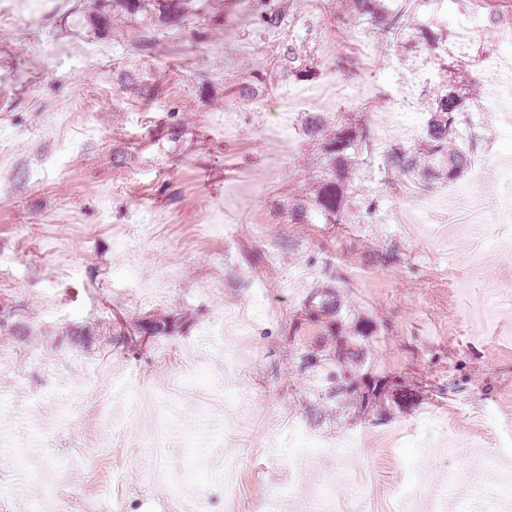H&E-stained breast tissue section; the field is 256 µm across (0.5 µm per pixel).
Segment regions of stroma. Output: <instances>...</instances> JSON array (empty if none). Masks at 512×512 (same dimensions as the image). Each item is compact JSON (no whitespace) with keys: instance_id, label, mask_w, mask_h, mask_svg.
<instances>
[{"instance_id":"stroma-1","label":"stroma","mask_w":512,"mask_h":512,"mask_svg":"<svg viewBox=\"0 0 512 512\" xmlns=\"http://www.w3.org/2000/svg\"><path fill=\"white\" fill-rule=\"evenodd\" d=\"M10 2L25 24L0 18V338L11 346L0 354V512H169L197 489L224 512L228 448L236 512H265L270 486L305 487L334 465L300 461L302 434L361 437L343 465L368 481L359 497L337 488L340 512H394L411 481L422 484L414 512H430L441 488L467 499L472 483L498 488L499 470L474 471L470 458L500 450L512 463V223L493 221L511 133L469 108L480 141L464 179L408 182L402 200L375 164L360 173L345 228L294 224L272 206L307 192L319 162L305 111L360 116L378 158L419 136L421 87L405 50L381 53L364 23H322L318 72L294 83L309 106L275 137L267 113L234 90L272 69L282 39L252 26L251 0H195L180 24L156 22L148 54L132 21L101 33L72 16L74 0ZM340 55L357 67L338 72ZM396 110L401 124L384 127ZM172 124L184 128L176 142ZM471 186L483 210L451 223L453 191ZM389 240L401 262L368 266ZM321 247L337 255L356 314L379 326L374 372L426 386L416 407L382 421L306 417L299 353L324 330L294 339L288 326L318 276L306 258ZM255 250L266 264H248ZM227 313L213 344L206 333ZM155 319L166 333L122 343L120 328ZM183 374L199 389L222 385L235 411L210 400L169 417L166 388ZM92 385L112 401L106 449ZM120 386L157 398L126 405L113 398ZM22 450L51 467L56 497L12 468ZM159 467L168 484L153 480Z\"/></svg>"}]
</instances>
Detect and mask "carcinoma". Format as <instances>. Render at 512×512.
I'll return each instance as SVG.
<instances>
[{"label":"carcinoma","instance_id":"cac0c4a2","mask_svg":"<svg viewBox=\"0 0 512 512\" xmlns=\"http://www.w3.org/2000/svg\"><path fill=\"white\" fill-rule=\"evenodd\" d=\"M398 0H347L346 18L363 20L378 34L381 48L388 50L404 45L418 48L411 59L419 67L425 55H432L440 70L439 78L423 75L422 105L424 108L421 142L394 148L384 158L383 168L390 178H409L426 185L448 184L461 176L470 166V156L458 143L459 126L466 118L464 103L478 100L476 85L470 78H448L456 73L454 63L448 61V46L436 32L447 24L420 22L403 15ZM190 11V0H112V16L98 14L96 25H110L111 18H159L171 25L182 21ZM286 12L272 0H259L252 9L255 27L261 31H278L285 25ZM315 23H306L304 39H284L277 51L273 74H260L254 80L239 86L238 93L252 96L272 83L274 78L310 80L315 77L311 56L306 50L307 36ZM303 134L317 145L321 167L314 170L306 197L290 204H280L279 210L288 211V220L294 224H342L350 194L355 189L358 173L372 158L370 127L352 117L336 113L328 117L308 112L302 118ZM401 260L399 247L383 246L372 255V263L391 267ZM321 267V277L314 282L300 305V317L288 327V336L297 337L301 329L315 327L328 320L326 345H313L303 350L302 361L313 383L316 401L336 400V409L351 407L358 416L367 417L393 405L408 408L417 405L421 392L418 386L401 376L372 373L367 366L371 351L369 337L377 324L358 317L354 309L344 304L339 284L345 276L332 256L321 252L310 258ZM168 330V325L157 321L136 326L125 340L142 334H157Z\"/></svg>","mask_w":512,"mask_h":512}]
</instances>
